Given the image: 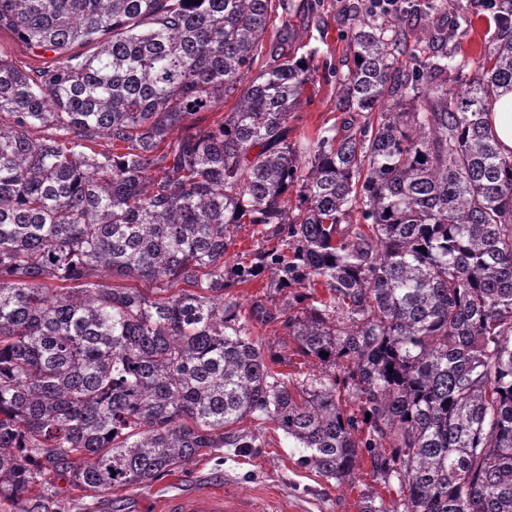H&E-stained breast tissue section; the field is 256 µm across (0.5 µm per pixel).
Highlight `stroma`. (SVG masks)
I'll return each mask as SVG.
<instances>
[{"mask_svg": "<svg viewBox=\"0 0 512 512\" xmlns=\"http://www.w3.org/2000/svg\"><path fill=\"white\" fill-rule=\"evenodd\" d=\"M356 3L289 0L288 10L275 12L270 22L267 41H274L282 22L290 21L299 55L310 57L318 72L307 88L309 102L298 112L302 132H316L338 120L333 73L345 58ZM395 29L404 53L416 57L448 53L471 72L478 69L485 47L497 34L493 14L483 0H429L425 10L397 15ZM252 335L270 353L288 356L289 377L302 380L311 375L305 358L286 344L279 324L255 326ZM248 429L260 441L252 452L217 448L148 487L118 491L102 499L84 497L70 487L67 477L56 478V489L46 502L48 512H164L170 499L224 492L250 498L260 512H360L363 501L372 498L382 500L394 512L400 499L398 487L376 479L369 457H361L352 479L340 484L302 465V449L273 423L252 422Z\"/></svg>", "mask_w": 512, "mask_h": 512, "instance_id": "stroma-1", "label": "stroma"}]
</instances>
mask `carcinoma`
I'll list each match as a JSON object with an SVG mask.
<instances>
[{
	"label": "carcinoma",
	"instance_id": "cac0c4a2",
	"mask_svg": "<svg viewBox=\"0 0 512 512\" xmlns=\"http://www.w3.org/2000/svg\"><path fill=\"white\" fill-rule=\"evenodd\" d=\"M280 8L0 0V30L56 60L0 55L1 505L42 512L52 472L91 498L147 487L259 447L256 418L339 483L368 452L402 512H512V156L488 123L512 17L468 76L399 63L361 10L340 126L301 151L314 70L264 51ZM242 224L255 249L227 262ZM262 274L282 304L242 310L230 289ZM276 320L321 375L273 369L250 327Z\"/></svg>",
	"mask_w": 512,
	"mask_h": 512
}]
</instances>
